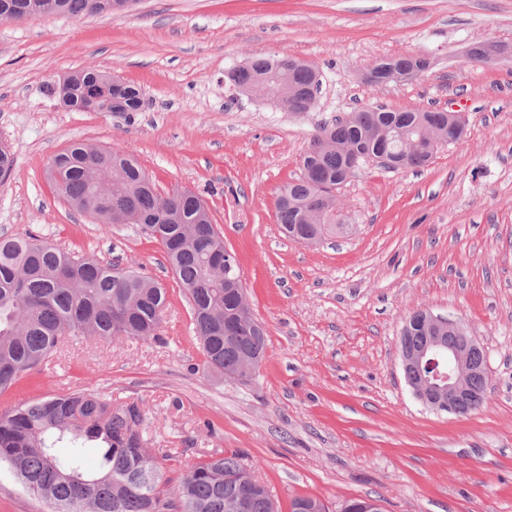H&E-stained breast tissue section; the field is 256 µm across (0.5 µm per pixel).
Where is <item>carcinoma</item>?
Segmentation results:
<instances>
[{
  "instance_id": "obj_1",
  "label": "carcinoma",
  "mask_w": 512,
  "mask_h": 512,
  "mask_svg": "<svg viewBox=\"0 0 512 512\" xmlns=\"http://www.w3.org/2000/svg\"><path fill=\"white\" fill-rule=\"evenodd\" d=\"M93 2L0 0V19L105 12L93 9ZM251 66L254 74L274 84L302 90L320 86L313 66L284 67L281 60L267 57L251 59ZM422 68L418 56L398 57L383 62L376 78L393 69ZM99 75L97 70L71 75L70 108L83 110L82 88ZM139 96L135 85L122 84L112 95V111H139ZM425 120L444 124L446 114L364 108L319 128L301 157L302 176L280 191L277 223L294 240L336 233L341 224L334 213L325 214L320 224L303 219L319 199L313 177L320 179L321 190L333 192L350 178L353 163L373 160L384 149L392 153L394 170L424 167L433 154L404 153L399 137L417 138ZM45 177L78 212L100 214L107 224H135L159 243L189 299L204 366L250 380L241 374L240 354L263 360L267 332L256 321L239 328L232 347L224 346V316L233 314L237 302L225 293L224 278L212 263L211 254L224 251V237L200 195L174 188L162 203L152 178L133 156L90 142L73 143L54 155ZM166 303L165 288L151 277L66 252L31 233L1 237L0 393L38 371L72 338L156 336ZM401 335L418 346L424 332L410 317ZM143 422L138 404L114 408L100 393L68 392L25 402L0 413V464L8 465L25 489L49 502L53 512H225V502L239 498L247 503L245 512H270L272 494L264 484L251 482L250 470L236 454L195 464L180 477L175 495H168L161 467L143 448ZM88 442L100 445L94 470L85 464ZM312 503L317 512H328L325 503L309 496L294 498L290 512H305Z\"/></svg>"
}]
</instances>
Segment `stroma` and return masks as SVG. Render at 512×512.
Listing matches in <instances>:
<instances>
[{"label": "stroma", "instance_id": "stroma-1", "mask_svg": "<svg viewBox=\"0 0 512 512\" xmlns=\"http://www.w3.org/2000/svg\"><path fill=\"white\" fill-rule=\"evenodd\" d=\"M512 49V0H138L132 11L0 20V236L134 266L161 281L158 338H80L0 393V413L65 391L137 403L142 436L171 481L238 454L288 512L313 496L330 512L377 499L383 512H512V63L476 65L473 44ZM423 54L417 78L364 81L381 60ZM256 56L315 66L321 88L296 114L226 81ZM96 69L137 85L126 116L79 112L48 84ZM463 114L465 136L427 167L363 163L337 191L347 234L308 247L276 222L315 130L361 107ZM86 140L134 156L159 193L207 202L267 329L250 382L204 371L189 302L160 245L131 224L77 214L43 171ZM425 308L460 321L492 380L466 416L426 408L407 385L398 339ZM0 512H50L0 467Z\"/></svg>", "mask_w": 512, "mask_h": 512}]
</instances>
